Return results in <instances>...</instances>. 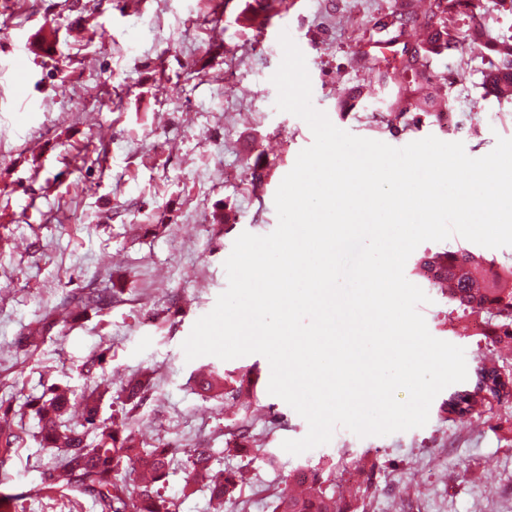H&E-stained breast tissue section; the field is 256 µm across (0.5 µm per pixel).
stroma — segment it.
Segmentation results:
<instances>
[{"mask_svg":"<svg viewBox=\"0 0 512 512\" xmlns=\"http://www.w3.org/2000/svg\"><path fill=\"white\" fill-rule=\"evenodd\" d=\"M432 0H288L283 18L302 51L312 104L338 128L401 147L435 136L462 142L473 158L498 138L512 139V101L485 93L490 49L427 60L428 80L413 90L402 54L423 52ZM257 0H0V401L12 407L24 442L0 467V485L23 491L60 457L40 445L28 396L52 383L82 394L84 363L103 355L98 380L108 391L100 415H122L147 445L210 448L214 466H248L250 483L217 504L205 483L192 495L183 456L169 467L176 512H272L271 493L304 466L336 472L346 500L370 484L375 512H512V408L482 416L445 412L433 400L421 428L358 437L336 428L328 444L299 455L308 424L270 395L268 360H186L182 343L228 284L224 262L244 232L277 226L274 196L298 153L313 142L305 121L278 111L271 81L283 58L275 30L247 25ZM32 49L25 87L7 63ZM388 74L378 80V71ZM28 106L24 127L14 112ZM454 110L443 128L436 115ZM401 119L391 120V111ZM226 222L214 221L215 213ZM466 250L495 271L512 269V246L486 248L460 236L427 241L405 265L430 298L429 332L461 346L468 368L512 345L498 321L463 314L416 271L427 251ZM109 288L111 307L65 306L69 292ZM41 331L30 354L20 337ZM256 369L251 434L256 458L227 453L242 419L238 401L203 393L201 371ZM150 375L135 407L117 399L129 380ZM23 512H98L64 489L22 502Z\"/></svg>","mask_w":512,"mask_h":512,"instance_id":"obj_1","label":"stroma"}]
</instances>
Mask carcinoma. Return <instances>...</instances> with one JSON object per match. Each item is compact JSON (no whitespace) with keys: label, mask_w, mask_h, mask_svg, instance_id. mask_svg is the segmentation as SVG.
I'll return each instance as SVG.
<instances>
[{"label":"carcinoma","mask_w":512,"mask_h":512,"mask_svg":"<svg viewBox=\"0 0 512 512\" xmlns=\"http://www.w3.org/2000/svg\"><path fill=\"white\" fill-rule=\"evenodd\" d=\"M463 0H435L436 10L429 16V23L435 30L430 40L429 50H454L465 53L466 41L472 33H487L483 25H466L453 30L448 27V14L460 6ZM494 58L490 61L491 70L487 74L489 91L495 97L499 92L498 80L502 77L512 80V36H498L491 39ZM403 70L412 76L425 80L428 73L424 57L412 53L401 61ZM462 266L463 278L468 287L458 293L449 289L448 298L464 312H489L501 320L502 335L512 336V287L507 281L486 268L485 259L468 251L426 252L417 262L419 274L432 284L443 283L453 275L457 266ZM66 304L84 310L102 311L112 305V291H98L90 288L66 298ZM206 392L237 393L243 385L251 387L257 381L245 373L236 381V386H228V377L216 370L199 379ZM147 390L143 381H130L121 390L122 404H130L141 399ZM71 391L52 384L38 396L28 399L27 404L34 408L40 422L43 445L57 448L61 457L55 466L43 473L36 491L53 492L60 488H70L91 497L99 512H174V503L165 495L164 489L169 475V464L174 455L186 457L188 474L183 494L193 492L196 478L210 475L208 489L211 499L219 505L235 498L239 487L236 472L212 473L211 453L207 448H174L160 444L152 448L143 446L133 432L110 423L99 416L101 395L93 388L82 396V420L74 422L69 417ZM512 401V393L501 395L493 390L488 395L455 394L448 399V412L480 414L486 407ZM248 417H243L237 433L233 434L230 451L249 452ZM23 437L13 428L8 419V411L0 414V463L11 457L20 447ZM140 471L143 477L133 484L127 483L122 473L127 470ZM292 481L303 487L298 495L284 490L275 496L274 512H344L336 498L333 478L323 477L317 469H298L291 475ZM25 497L23 492H15L6 487L0 488V512H15L18 502Z\"/></svg>","instance_id":"cac0c4a2"}]
</instances>
